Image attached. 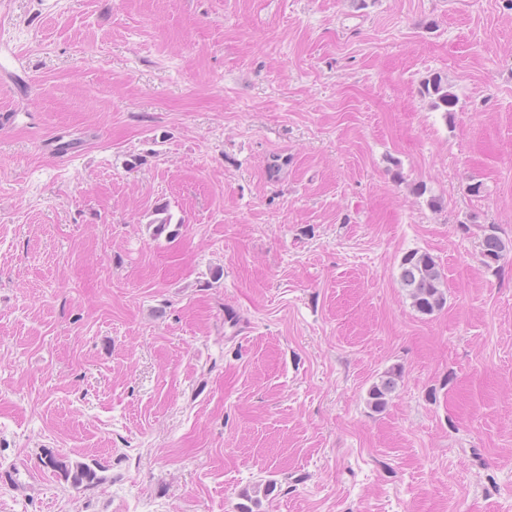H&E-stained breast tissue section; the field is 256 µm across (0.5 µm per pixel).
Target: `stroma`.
Segmentation results:
<instances>
[{"label":"stroma","mask_w":512,"mask_h":512,"mask_svg":"<svg viewBox=\"0 0 512 512\" xmlns=\"http://www.w3.org/2000/svg\"><path fill=\"white\" fill-rule=\"evenodd\" d=\"M2 113L0 512H512V0H0ZM420 94L431 99L435 110H442L445 115L452 112L457 104V96L448 90V83L441 74L432 73L427 76L420 87ZM509 251L511 248L508 242L498 235L496 227L488 226L481 241L482 263L490 268L492 264H498ZM400 279L418 312L432 314L445 305L444 278L430 254L412 251L405 255L401 263ZM395 376L393 372H386L378 383H374L369 390V403L375 410L381 409L387 403V397L395 389ZM50 460V468L58 472L66 481L71 479V484L79 488L82 485L91 486L101 481L97 470L88 464L78 463L72 467L70 462L62 457L54 455L47 456Z\"/></svg>","instance_id":"stroma-1"}]
</instances>
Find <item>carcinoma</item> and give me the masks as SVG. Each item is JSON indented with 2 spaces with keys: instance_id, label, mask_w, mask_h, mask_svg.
<instances>
[{
  "instance_id": "carcinoma-1",
  "label": "carcinoma",
  "mask_w": 512,
  "mask_h": 512,
  "mask_svg": "<svg viewBox=\"0 0 512 512\" xmlns=\"http://www.w3.org/2000/svg\"><path fill=\"white\" fill-rule=\"evenodd\" d=\"M420 94L431 99V106L444 113L453 111L457 96L448 90V83L441 74L427 76L420 87ZM507 241L498 235L497 227L491 225L485 229L480 256L482 263L490 268L499 263L511 251ZM400 279L409 291L413 307L422 314H431L441 309L446 303L445 283L434 258L426 252L411 251L404 256L401 263ZM395 373L387 372L379 382L369 390L370 405L378 410L385 406L387 397L395 389ZM50 468L78 488L91 486L101 481L97 470L85 463L71 465L62 457L49 456Z\"/></svg>"
}]
</instances>
